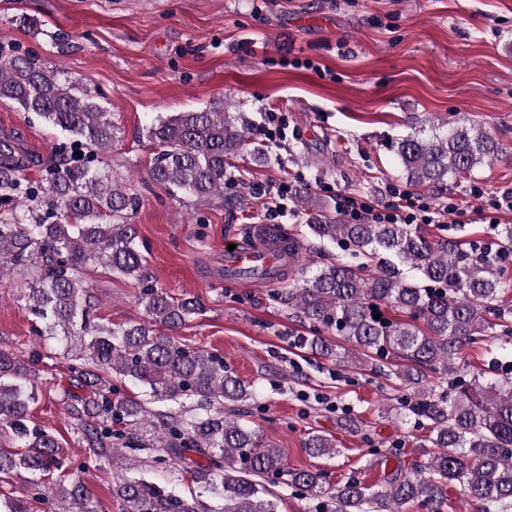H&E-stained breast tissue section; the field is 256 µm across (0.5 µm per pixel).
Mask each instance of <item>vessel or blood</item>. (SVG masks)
I'll return each instance as SVG.
<instances>
[{"mask_svg": "<svg viewBox=\"0 0 512 512\" xmlns=\"http://www.w3.org/2000/svg\"><path fill=\"white\" fill-rule=\"evenodd\" d=\"M270 230L267 224L254 225L248 240L237 242L234 250L225 252V281L235 280L238 270L256 268L260 284H275V272L295 261L298 252L291 242L271 237Z\"/></svg>", "mask_w": 512, "mask_h": 512, "instance_id": "1", "label": "vessel or blood"}]
</instances>
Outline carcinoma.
Returning <instances> with one entry per match:
<instances>
[{
  "label": "carcinoma",
  "mask_w": 512,
  "mask_h": 512,
  "mask_svg": "<svg viewBox=\"0 0 512 512\" xmlns=\"http://www.w3.org/2000/svg\"><path fill=\"white\" fill-rule=\"evenodd\" d=\"M0 101L34 112L89 153L106 151L115 125L92 91L64 69L12 55L0 61ZM251 122L224 107L158 118L146 137L160 148L149 182L172 196L224 199L233 213L248 206L235 189L230 160L247 149ZM407 183L440 186L491 163L501 143L475 125L444 124L392 144ZM41 182L24 176V162L0 141V202H17L0 217V278L20 277L37 336L54 354L73 356L62 399L90 461L117 457L119 448H148L176 459L189 472L181 493L167 484L130 474L113 488L128 512H279L280 498L262 480L288 476V485L327 493L319 470L288 469L280 451L263 441L241 418L239 405L258 391L224 363L217 351L189 348L167 334L204 311L191 296L173 297L157 287L138 243L131 215L139 198L106 170V161L78 163L56 155L43 164ZM320 243L334 244L343 257L274 294L310 327L293 334L292 345L347 366L374 369L417 388L421 413L432 421L430 443L437 451L410 474L378 488L350 480L331 499L336 512H401L416 503L425 512H445V487L476 502L481 512H512V288L503 261L512 255V224L498 229L491 252L471 242L432 236L419 224H370L336 219L320 210L307 217ZM102 267L135 282L148 320L114 327L97 320L87 272ZM399 310L409 321L381 315ZM380 319H374V315ZM336 333L353 350L323 336ZM483 343L492 354L487 368L456 366L464 348ZM39 353L23 360L0 345V428L15 449L0 448V481L29 475L37 498L56 512H97L81 478L64 473L51 485L43 476L62 470L54 433L35 423L30 405L39 398ZM448 375V389L421 388L430 374ZM150 390L159 401L196 398V412L168 416L116 395L112 378ZM314 457L336 454V442L310 434L304 442Z\"/></svg>",
  "instance_id": "carcinoma-1"
}]
</instances>
